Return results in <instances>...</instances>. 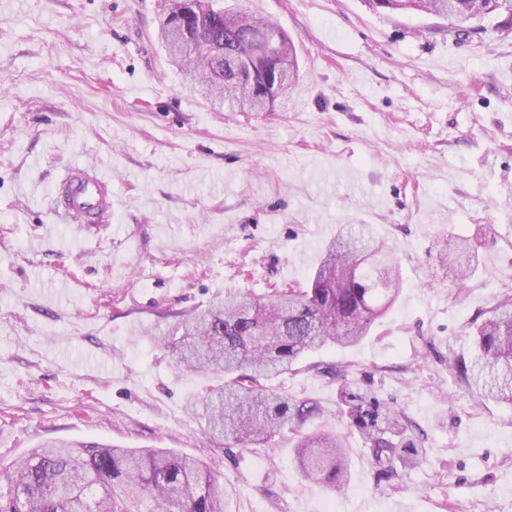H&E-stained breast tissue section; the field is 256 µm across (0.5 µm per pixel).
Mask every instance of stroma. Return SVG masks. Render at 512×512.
I'll return each instance as SVG.
<instances>
[{
    "label": "stroma",
    "instance_id": "35a3bbf8",
    "mask_svg": "<svg viewBox=\"0 0 512 512\" xmlns=\"http://www.w3.org/2000/svg\"><path fill=\"white\" fill-rule=\"evenodd\" d=\"M168 0H0V469L54 439L175 448L232 491L229 512H512V406L448 362L512 295V34L459 39L364 0H253L293 41L287 110L227 112L193 93L156 36ZM112 179L95 224L54 211L71 165ZM342 224L371 225L402 293L351 348L273 380L342 434L350 482L304 479L290 436L227 451L190 409L211 374L159 338L230 292L301 287ZM485 239L456 288L437 239ZM340 363L427 436L426 461L376 482L336 416Z\"/></svg>",
    "mask_w": 512,
    "mask_h": 512
}]
</instances>
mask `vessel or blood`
<instances>
[{"mask_svg":"<svg viewBox=\"0 0 512 512\" xmlns=\"http://www.w3.org/2000/svg\"><path fill=\"white\" fill-rule=\"evenodd\" d=\"M56 204L64 218L89 223L111 210L112 186L106 176H91L74 167L66 171L60 182Z\"/></svg>","mask_w":512,"mask_h":512,"instance_id":"b4317fda","label":"vessel or blood"}]
</instances>
